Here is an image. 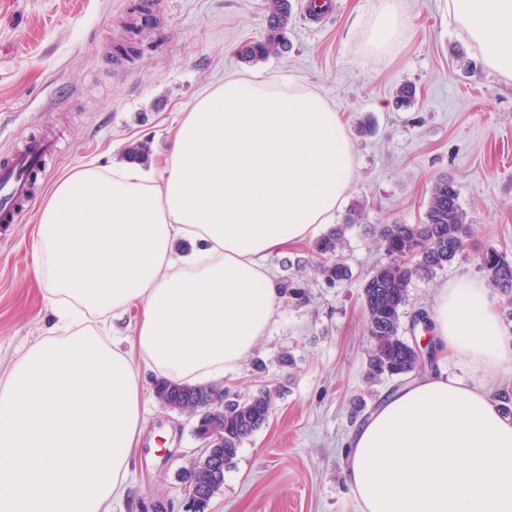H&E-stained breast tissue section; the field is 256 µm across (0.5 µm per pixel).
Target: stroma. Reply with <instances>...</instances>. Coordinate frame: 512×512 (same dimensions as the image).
<instances>
[{"mask_svg":"<svg viewBox=\"0 0 512 512\" xmlns=\"http://www.w3.org/2000/svg\"><path fill=\"white\" fill-rule=\"evenodd\" d=\"M153 2L156 23L147 26L136 0H0V156L38 135L58 141L20 222L0 223V370L52 324L32 236L59 179L84 163L111 167L140 142L157 161L179 114L227 78L296 82L343 113L357 162L346 203L362 204L367 217L346 230L348 282L331 287L314 275L309 241L272 258L282 283L305 296L283 295L268 335L224 384L234 396L270 388L275 397L267 423L225 467L207 512H361L343 444L395 385L367 375L360 285L384 258L377 230L419 223L444 176L456 182L473 227L463 256L412 281L401 318L409 338L437 288L484 279L478 247L494 245L512 259V81L483 65L450 24L446 0H404L410 24L383 58L368 55L361 39L374 0H332L319 25L291 0L288 52L253 63L237 49L267 38V0ZM404 84L416 89L409 105L395 100ZM142 404L143 438L112 512H182L181 476L202 443L188 415L159 405L149 376Z\"/></svg>","mask_w":512,"mask_h":512,"instance_id":"obj_1","label":"stroma"}]
</instances>
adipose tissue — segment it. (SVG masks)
<instances>
[{
	"instance_id": "ef3b65f1",
	"label": "adipose tissue",
	"mask_w": 512,
	"mask_h": 512,
	"mask_svg": "<svg viewBox=\"0 0 512 512\" xmlns=\"http://www.w3.org/2000/svg\"><path fill=\"white\" fill-rule=\"evenodd\" d=\"M377 0L362 30L384 55L409 25ZM486 67L512 81V0H447ZM355 155L321 95L260 76L203 89L150 167L84 165L39 210L34 273L55 317L0 374V512H111L145 428L146 374L223 383L281 304L268 259L344 204ZM130 335L115 340L130 311ZM428 371L349 435L361 512H512V419L486 382L512 375V334L482 282L438 288Z\"/></svg>"
}]
</instances>
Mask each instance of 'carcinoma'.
Listing matches in <instances>:
<instances>
[{
    "mask_svg": "<svg viewBox=\"0 0 512 512\" xmlns=\"http://www.w3.org/2000/svg\"><path fill=\"white\" fill-rule=\"evenodd\" d=\"M290 17L289 0H269V36L264 41L248 42L239 50L246 62L263 60L288 48L285 30ZM365 220L361 206H352L336 226L314 245L315 269L324 280L335 285L351 278L350 268L339 257L344 247L345 230ZM471 225L459 202L453 180L445 177L431 189L424 217L418 224H385L379 230L385 260L362 282V298L371 340L369 375L397 380L425 368L415 343L401 336L402 310L409 300V286L416 277H428L463 255ZM479 266L490 284L504 294L512 293V260L492 245L478 252ZM154 393L166 409L178 413L224 408L217 421L224 426V464L236 456L241 443L269 418L274 392L265 389L245 400H230L221 386L160 381ZM196 481L210 500L224 484L208 468H199Z\"/></svg>",
    "mask_w": 512,
    "mask_h": 512,
    "instance_id": "carcinoma-1",
    "label": "carcinoma"
}]
</instances>
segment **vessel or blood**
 Returning a JSON list of instances; mask_svg holds the SVG:
<instances>
[{"label":"vessel or blood","mask_w":512,"mask_h":512,"mask_svg":"<svg viewBox=\"0 0 512 512\" xmlns=\"http://www.w3.org/2000/svg\"><path fill=\"white\" fill-rule=\"evenodd\" d=\"M53 150L51 142L36 140L24 151L0 159V223L19 221V204L30 194L31 181Z\"/></svg>","instance_id":"1"}]
</instances>
